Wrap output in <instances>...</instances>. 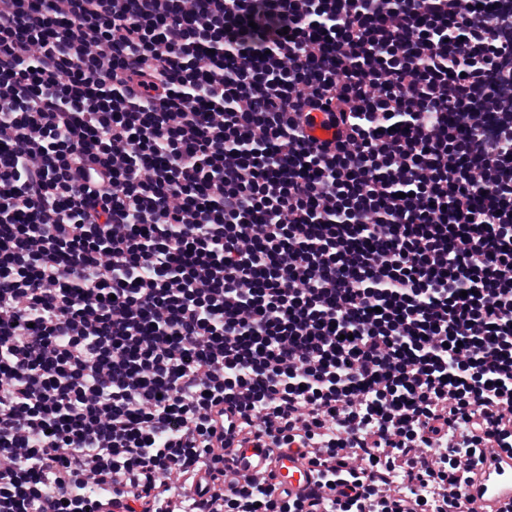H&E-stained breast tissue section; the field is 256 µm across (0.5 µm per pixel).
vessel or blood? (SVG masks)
<instances>
[{"mask_svg":"<svg viewBox=\"0 0 512 512\" xmlns=\"http://www.w3.org/2000/svg\"><path fill=\"white\" fill-rule=\"evenodd\" d=\"M236 456L242 475L269 471L273 484L288 489L294 496L305 494L310 488V466L307 458L299 453L288 451L272 454L265 448H240ZM468 491L475 506L494 510L502 501L512 498V459L496 455L490 457Z\"/></svg>","mask_w":512,"mask_h":512,"instance_id":"b4317fda","label":"vessel or blood"}]
</instances>
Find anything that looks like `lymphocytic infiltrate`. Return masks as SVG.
I'll use <instances>...</instances> for the list:
<instances>
[{
  "label": "lymphocytic infiltrate",
  "instance_id": "f902f5d3",
  "mask_svg": "<svg viewBox=\"0 0 512 512\" xmlns=\"http://www.w3.org/2000/svg\"><path fill=\"white\" fill-rule=\"evenodd\" d=\"M511 100L495 0H0V512H473ZM269 453L268 448H237L240 475L267 470L272 473V483L287 488L292 496L307 493L311 481L308 459L294 451L270 456Z\"/></svg>",
  "mask_w": 512,
  "mask_h": 512
}]
</instances>
